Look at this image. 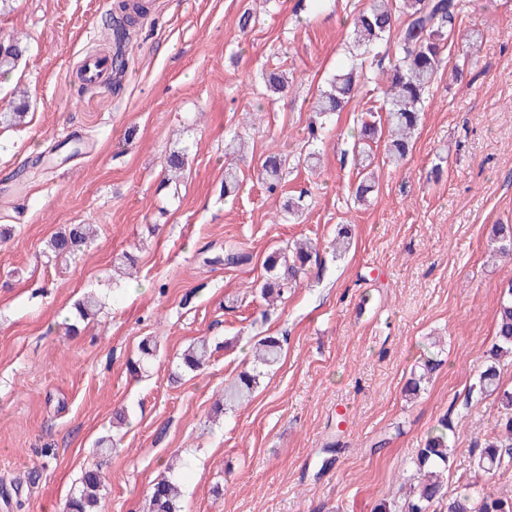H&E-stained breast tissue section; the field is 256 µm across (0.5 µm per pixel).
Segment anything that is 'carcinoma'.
<instances>
[{"instance_id":"1","label":"carcinoma","mask_w":512,"mask_h":512,"mask_svg":"<svg viewBox=\"0 0 512 512\" xmlns=\"http://www.w3.org/2000/svg\"><path fill=\"white\" fill-rule=\"evenodd\" d=\"M400 10L405 20L397 31L398 55L390 68L383 74L386 85L385 123L388 134L387 156L394 165L401 164L411 150L410 139L417 129L425 94L442 67L443 52L448 44L457 5L454 0H370L368 8L355 17L349 33L354 46L369 50L377 42L391 34L394 25V10ZM22 54L20 46L11 40H0V69L11 68ZM356 92V66L350 64L328 82L314 102L313 111L325 119L344 111ZM27 110L26 103L16 104L8 112L0 113V123L16 125ZM379 122L364 120L361 123L360 138L355 145L357 165L361 178L354 189V199L359 203L367 201L374 191L373 156L371 143L376 139ZM287 162L282 152L268 153L262 170L267 189L277 190ZM91 238L90 229L84 224H72L68 229L56 233L48 241V248L57 258H71ZM493 251L504 256L512 254V225L497 224L492 235ZM318 255L316 246L310 242H299L294 246L277 248L269 252L264 260L267 277L260 285L264 299L283 297L284 293L297 285L300 274L306 271L313 257ZM98 299L86 294L76 305V311L83 320L95 314ZM212 354L209 340L192 342L182 355V367L196 372L202 369ZM512 355V284L501 291L495 320V342L490 359L476 371L473 382L464 395L462 406L469 408L473 403L488 395L497 396L500 418L490 434L480 444L475 459L476 479L468 483L475 490L464 491L448 501L447 512H512V497L497 494L488 488L491 480L500 472L512 468V388L500 383V369L497 360ZM283 344L277 336L261 338L256 347V362L266 370L276 367L282 360ZM441 361L428 357L423 372L411 377L407 388L418 391L426 373L435 370ZM259 371H244L230 385L224 388V401L241 403L248 400L259 383ZM455 424L446 414L438 420L437 426L425 438L413 458L414 470L406 480L413 483L410 496L403 501H381L375 512H437L444 491V476L449 470V460L454 452ZM82 490L66 504V512H97L98 489L101 485L100 471L89 469L84 472ZM178 488L163 478L154 484L150 497V512H177Z\"/></svg>"}]
</instances>
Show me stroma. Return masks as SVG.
<instances>
[{
  "label": "stroma",
  "mask_w": 512,
  "mask_h": 512,
  "mask_svg": "<svg viewBox=\"0 0 512 512\" xmlns=\"http://www.w3.org/2000/svg\"><path fill=\"white\" fill-rule=\"evenodd\" d=\"M142 2L120 87L81 94L84 58L112 52L114 0H0V39L25 47L0 75V112L29 101L20 124H0V512H65L93 465L99 512H149L165 477L181 487L180 512H374L401 497L415 449L460 404L512 284V260L490 247L493 225L512 224V0H456L413 149L396 167L374 144L378 189L362 207L354 141L367 113L383 114L395 42L379 45L380 64L364 67L323 138L308 132L315 96L360 56L347 28L370 0ZM272 71L286 91H267ZM75 133L77 155L26 170ZM235 133L246 149L228 198L224 139ZM181 149L173 178L166 158ZM274 150L316 151L320 166L291 169L268 192L261 162ZM296 197L294 220L284 205ZM72 224L93 225L92 239L69 262L51 259L48 240ZM342 226L339 254L328 243ZM299 238L320 243L317 261L266 305L264 258ZM229 249L245 263H218ZM125 251L138 266L123 275L112 261ZM88 292L99 310L83 322L75 304ZM269 335L285 339L281 363L248 402L215 413ZM147 337L158 352L144 361ZM200 337L213 356L185 372L180 356ZM428 356L442 366L405 398ZM498 414L489 397L459 418L449 496ZM103 436L114 448L101 460Z\"/></svg>",
  "instance_id": "1"
}]
</instances>
